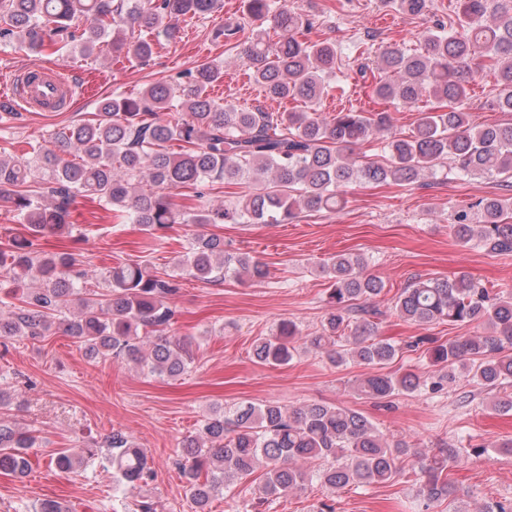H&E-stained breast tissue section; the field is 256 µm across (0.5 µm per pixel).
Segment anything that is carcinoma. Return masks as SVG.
Wrapping results in <instances>:
<instances>
[{
  "label": "carcinoma",
  "mask_w": 512,
  "mask_h": 512,
  "mask_svg": "<svg viewBox=\"0 0 512 512\" xmlns=\"http://www.w3.org/2000/svg\"><path fill=\"white\" fill-rule=\"evenodd\" d=\"M250 17L268 25L241 42L251 77L271 100L317 102L336 76V43L299 39L312 21L288 0H245ZM397 11L421 16L430 0H388ZM215 0H0V41L38 54L76 47L89 57L106 37L110 51L146 63L153 34L172 39L179 19L206 18ZM457 26L435 23L420 34L423 50L392 43L375 68L357 75L377 103L414 106L429 97L437 106L421 111L408 136L391 132L389 113L375 110L262 112L217 103L209 89L223 67L202 63L173 84H152L136 96L114 94L100 102L96 119L47 135L29 158H0V200L22 216L28 237L0 246V288H31L8 312L0 310V336L37 339L54 329L70 336L90 359L125 358L150 374L177 379L192 364L187 343L171 334L176 284L140 264L102 274L104 292L87 288L72 273L70 256L40 258L33 240L51 232L72 233L70 207L78 196H95L125 223L155 234L173 224H284L303 210L339 211L346 188L356 183L415 185L454 163L463 176L488 175L512 188V122L475 125L461 103L482 73L497 84L494 107L512 113V0H456ZM243 30L228 19L213 31L230 39ZM382 140V161L357 163L345 152ZM177 145L178 150H169ZM250 184L230 204L180 212L172 191L206 184ZM483 223L462 209L449 225L464 245L478 240L495 254L512 253V196L478 200ZM186 275L212 282L245 275L268 278L265 264L224 249V237L201 233L178 262ZM359 254L340 253L320 264L330 283L321 329L305 334L292 320L255 341L254 360L281 366L293 360L297 343L325 356L334 367L348 363L378 371L358 380L357 392L389 403L430 383L441 390L466 381L491 392L512 386V291H494L466 275L417 277L392 305L400 319L419 325L448 322L484 326L488 332L456 336L424 350L437 375L384 371L401 347L378 336L382 312L371 301L384 283L365 274ZM36 437L15 421L0 420V474L15 478L31 469ZM178 462L194 512L235 481L264 470L262 495L245 512L262 507L317 480L333 491L392 481L410 451L390 440L357 410L310 403L287 409L276 402L243 404L206 418L202 433L181 442ZM106 460L118 486L143 489L154 473L145 453L118 429L106 438ZM82 457L64 448L52 457L63 471ZM460 449L440 448L418 461L422 508L454 492L449 471Z\"/></svg>",
  "instance_id": "cac0c4a2"
}]
</instances>
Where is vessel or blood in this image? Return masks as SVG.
Wrapping results in <instances>:
<instances>
[{
  "label": "vessel or blood",
  "instance_id": "obj_1",
  "mask_svg": "<svg viewBox=\"0 0 512 512\" xmlns=\"http://www.w3.org/2000/svg\"><path fill=\"white\" fill-rule=\"evenodd\" d=\"M4 89L17 98L25 109L34 112L61 111L74 96L73 83L59 70L41 65L27 67L18 78L6 83Z\"/></svg>",
  "mask_w": 512,
  "mask_h": 512
}]
</instances>
